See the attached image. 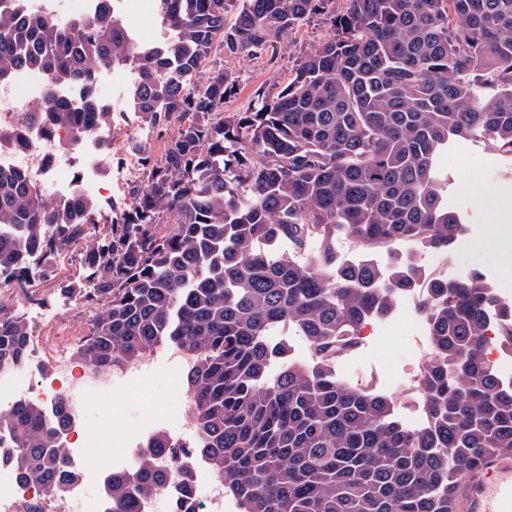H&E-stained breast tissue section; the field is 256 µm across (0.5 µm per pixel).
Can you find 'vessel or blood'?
Instances as JSON below:
<instances>
[{"instance_id": "1", "label": "vessel or blood", "mask_w": 512, "mask_h": 512, "mask_svg": "<svg viewBox=\"0 0 512 512\" xmlns=\"http://www.w3.org/2000/svg\"><path fill=\"white\" fill-rule=\"evenodd\" d=\"M458 512H512V454L483 465L460 494Z\"/></svg>"}]
</instances>
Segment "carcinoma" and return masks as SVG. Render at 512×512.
Returning a JSON list of instances; mask_svg holds the SVG:
<instances>
[{"instance_id":"cac0c4a2","label":"carcinoma","mask_w":512,"mask_h":512,"mask_svg":"<svg viewBox=\"0 0 512 512\" xmlns=\"http://www.w3.org/2000/svg\"><path fill=\"white\" fill-rule=\"evenodd\" d=\"M161 3L169 37L144 46L105 5L66 26L0 8V78L26 69L50 90L26 123L79 136L110 123L94 72L130 66L129 110L166 137L98 235L93 201L63 206L0 168V283L29 281V255L47 262L85 241L83 281H60L96 308L78 358L109 371L169 344L191 359L192 451L239 512H453L472 470L512 452V387L482 342L488 310L512 327V301L480 272L338 265L336 234L445 253L462 235L439 157L483 138L512 163V0ZM315 18L332 36L298 56L277 92L224 113L236 79L215 57L259 58ZM74 83L86 87L78 110L52 93ZM420 281L428 424L411 430L389 398L338 380L329 356ZM287 326L313 347L307 362L270 342ZM30 342L24 318L0 305V372L23 367ZM2 428L13 442L0 460L49 496L66 492L72 470L44 406L16 401ZM166 480L155 455L141 457L106 480L109 512H135Z\"/></svg>"}]
</instances>
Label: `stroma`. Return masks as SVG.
Instances as JSON below:
<instances>
[{
	"label": "stroma",
	"mask_w": 512,
	"mask_h": 512,
	"mask_svg": "<svg viewBox=\"0 0 512 512\" xmlns=\"http://www.w3.org/2000/svg\"><path fill=\"white\" fill-rule=\"evenodd\" d=\"M329 31L319 21L302 25L298 31L274 44L261 58L239 56L226 59L224 68L237 79V92L224 105L225 111L246 109L257 89L282 86L288 78L297 55L310 45L327 38ZM97 91L113 110L109 124L112 153L106 163L109 176L100 183L102 193L129 198L133 186L142 184L141 172L125 173V161L142 160V147L160 154L163 141L155 131L139 124L126 107V88L120 83L100 82ZM451 177L450 197L466 228L465 236L448 252V275L463 278L474 272L486 274L499 293L512 299V258L508 257L502 230V215L512 211V169L486 143L457 144L440 159ZM477 168L484 174L483 197H475L465 186V169ZM83 244L65 250L56 279L35 280L33 293L40 305L11 297L1 301L9 310L25 318L31 333L27 364L16 371L17 382L28 385L53 379L58 356L75 359L80 340L89 330L93 310L81 301L61 294L58 283L78 280L83 276L81 263ZM168 350H155L156 366L145 383L118 385L115 392L101 401L89 404L81 421L90 440H98L104 426L113 432H132L151 437L162 429L176 430L185 425V406L174 394V379L166 364Z\"/></svg>",
	"instance_id": "35a3bbf8"
}]
</instances>
